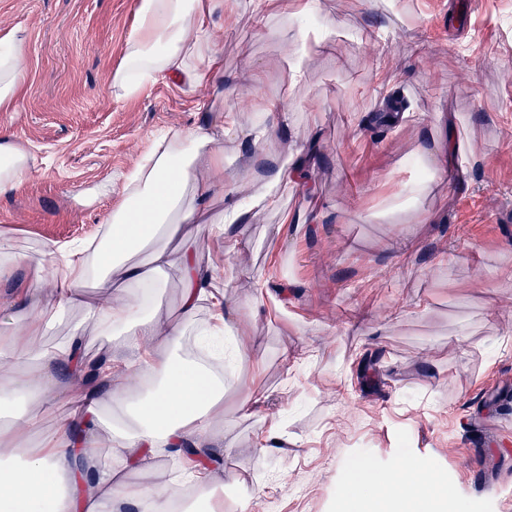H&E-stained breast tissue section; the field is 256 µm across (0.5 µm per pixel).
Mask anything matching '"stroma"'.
Returning a JSON list of instances; mask_svg holds the SVG:
<instances>
[{
	"instance_id": "1",
	"label": "stroma",
	"mask_w": 512,
	"mask_h": 512,
	"mask_svg": "<svg viewBox=\"0 0 512 512\" xmlns=\"http://www.w3.org/2000/svg\"><path fill=\"white\" fill-rule=\"evenodd\" d=\"M322 3L336 33L310 52L284 125L250 107L286 98L293 81L282 17L224 0L215 20L225 111L266 127L262 147L280 157L318 142L316 194L292 187L280 210L257 212L238 253L224 255L208 225L198 234L231 268L228 298L250 305L261 276L282 299L252 323L259 368L227 375L224 512H240L245 494L252 512H339L337 492L370 491L355 461L430 470L447 512H512V0ZM135 9L136 0H0V33L30 31V67L0 134L36 157L28 180L0 195V250L96 235L155 134L213 122L196 109L215 94L206 81L113 97ZM369 29L386 50L364 38ZM251 64L266 71L257 88L243 78ZM391 92L413 112L400 129L371 122ZM442 112L479 165L419 201L396 197L418 142L447 140ZM246 146L224 140L213 177L225 189L253 188ZM395 239L411 243L406 259L386 249ZM285 346L300 367L282 364ZM257 389L271 397L244 416ZM270 427L282 444L259 453Z\"/></svg>"
}]
</instances>
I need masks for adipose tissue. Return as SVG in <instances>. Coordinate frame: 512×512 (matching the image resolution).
Listing matches in <instances>:
<instances>
[{
	"label": "adipose tissue",
	"mask_w": 512,
	"mask_h": 512,
	"mask_svg": "<svg viewBox=\"0 0 512 512\" xmlns=\"http://www.w3.org/2000/svg\"><path fill=\"white\" fill-rule=\"evenodd\" d=\"M297 25L294 72H301L310 49L335 32L322 16L320 0H251L264 14L271 2ZM224 0H136V25L126 41L123 64L112 75L119 97L140 84L173 78L186 85L210 81L224 86V62L212 37L213 18ZM26 26L0 34V112L13 109L20 80L29 68L24 48ZM264 131L215 124L170 131L158 137L152 152L125 177L122 197L112 209L106 237L93 251L49 244L26 261L27 279L52 278L47 298L26 296L6 327L0 328V399H18L20 412L0 421V512H224V468L219 460L231 445L224 427V380L206 360L182 358L178 347L187 325L201 309L208 321L201 336L233 337L238 364L252 363V339L246 318L257 317L269 295L258 291L241 308L224 294L228 275L210 254L188 248L194 227L215 195L224 209L210 231L226 252L241 246V230L256 210L280 206V189L299 185L312 191L307 160L295 154L274 161L262 185L242 195L225 191L212 179L224 167V139ZM458 155L460 172L473 158L458 144L447 149L421 146L416 163L426 193L448 171L449 155ZM35 158L29 149L0 136V194L27 180ZM147 260H137L142 248ZM181 286L180 315L166 319L159 295L169 275ZM94 284L97 301L86 298ZM81 311L101 335H117L139 349L137 362L103 357L87 369V383L62 403L51 431L40 429L63 379L81 364L76 339L51 346L41 340L64 316ZM106 454H99V447ZM172 453L182 462L173 478L161 459ZM373 496L386 512H444L442 494L426 470L394 469L373 475Z\"/></svg>",
	"instance_id": "1"
}]
</instances>
